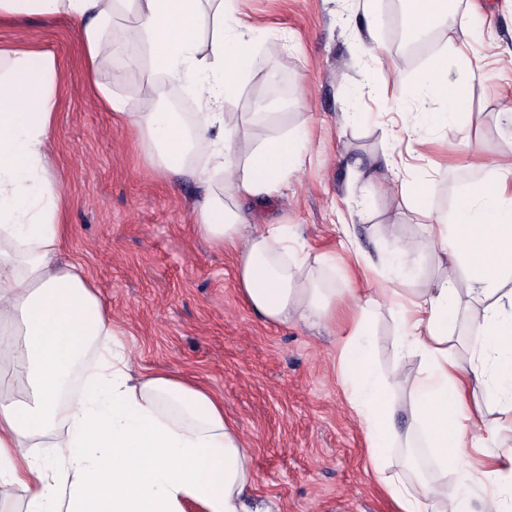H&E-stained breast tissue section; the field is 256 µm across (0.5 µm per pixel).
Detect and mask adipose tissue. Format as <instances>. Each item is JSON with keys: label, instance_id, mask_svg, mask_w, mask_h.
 <instances>
[{"label": "adipose tissue", "instance_id": "ef3b65f1", "mask_svg": "<svg viewBox=\"0 0 512 512\" xmlns=\"http://www.w3.org/2000/svg\"><path fill=\"white\" fill-rule=\"evenodd\" d=\"M65 15L75 24L103 105L134 126L143 154L163 178L192 177L203 193L193 232L234 255L241 296L263 320L313 324L336 320V291L314 280L327 256L295 254L289 224L249 223L245 207L272 198L304 163L288 115L274 113L280 134L254 142L224 116L256 54L251 28L229 15L225 0H0V17L27 21ZM131 17L130 41L144 45L155 75L136 97L100 82L112 54L107 27ZM214 37L201 54L205 25ZM186 86L197 112L160 108L161 80ZM56 57L31 44L0 45V488L19 490L26 512H271L252 506V455L224 401L207 387L165 373L143 374L118 339L119 329L83 266L59 262L69 238V204L52 176L47 142L58 116ZM415 96L416 147L428 104L446 103L441 129L449 147L469 142L460 117L463 88L449 82L448 62L436 60ZM493 184L472 187L452 222L428 217V236L400 243L389 262L398 279L411 258L435 242H452L447 275L417 289L401 313L402 352L420 357L424 371L411 385V420L435 465L465 444L484 449L483 478L512 486V444L486 428L473 400L476 384H492L512 408V162L487 159ZM468 270L476 335L473 366L461 372L448 351L458 320L456 259ZM374 298L356 303L341 338V372L348 401L366 429L369 472L397 512H512L501 493L473 506L467 493L388 475V450L398 442L386 385L380 383L365 341ZM96 370L81 393L66 387L87 352Z\"/></svg>", "mask_w": 512, "mask_h": 512}]
</instances>
